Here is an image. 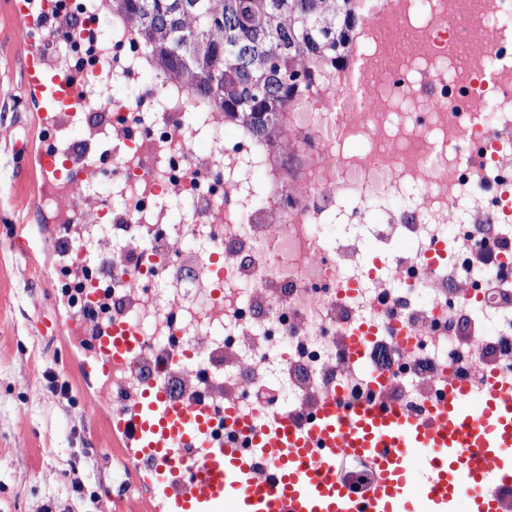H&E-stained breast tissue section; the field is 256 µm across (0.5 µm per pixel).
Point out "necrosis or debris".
I'll return each instance as SVG.
<instances>
[{
  "instance_id": "obj_1",
  "label": "necrosis or debris",
  "mask_w": 512,
  "mask_h": 512,
  "mask_svg": "<svg viewBox=\"0 0 512 512\" xmlns=\"http://www.w3.org/2000/svg\"><path fill=\"white\" fill-rule=\"evenodd\" d=\"M357 7L351 57L267 139H223V113L149 73L129 33L107 36L113 84L137 94L112 100V198L82 217L111 232L112 272L86 285L110 281L149 348L223 351L224 401L243 418L370 396L348 353L361 328L416 414L454 381L512 378V0Z\"/></svg>"
}]
</instances>
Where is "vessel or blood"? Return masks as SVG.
Segmentation results:
<instances>
[{"label": "vessel or blood", "mask_w": 512, "mask_h": 512, "mask_svg": "<svg viewBox=\"0 0 512 512\" xmlns=\"http://www.w3.org/2000/svg\"><path fill=\"white\" fill-rule=\"evenodd\" d=\"M12 10L27 50L25 90L38 104L36 123L111 111V100L86 95L84 77L44 56L42 42L61 32L44 0H14ZM99 165L81 147L39 148L40 192L51 201L56 225L101 207V200L72 187L74 176L97 175ZM14 243L28 258L47 250L69 256L82 248L54 235L37 240L19 234ZM39 319L44 335L66 342L88 337L90 348L75 363L82 375L109 379L150 356L142 336L121 318L95 325L82 312L64 315L51 307ZM366 340L365 331L354 332L349 352L367 371L375 397L350 402L331 394L302 423L287 414L244 420L231 407L216 415L187 390L206 361L204 350L192 344L165 356L184 387L175 386L172 374H143L124 404L97 393L89 420L107 424L139 476L149 512H456L461 506L505 512V493L512 490V384L492 378L477 392L459 382L416 415L387 396L385 373L367 355ZM349 458L373 470L362 492L339 474Z\"/></svg>", "instance_id": "1"}]
</instances>
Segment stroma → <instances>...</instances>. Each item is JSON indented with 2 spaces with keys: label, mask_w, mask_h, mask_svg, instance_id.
<instances>
[{
  "label": "stroma",
  "mask_w": 512,
  "mask_h": 512,
  "mask_svg": "<svg viewBox=\"0 0 512 512\" xmlns=\"http://www.w3.org/2000/svg\"><path fill=\"white\" fill-rule=\"evenodd\" d=\"M12 0H0V512H141L118 477L119 452L106 426L88 416L99 383L67 370L76 347L42 335L40 311L62 303L57 259L26 260L2 236L14 224L38 231L46 205L16 140H41L24 92L25 57L15 38Z\"/></svg>",
  "instance_id": "obj_1"
}]
</instances>
